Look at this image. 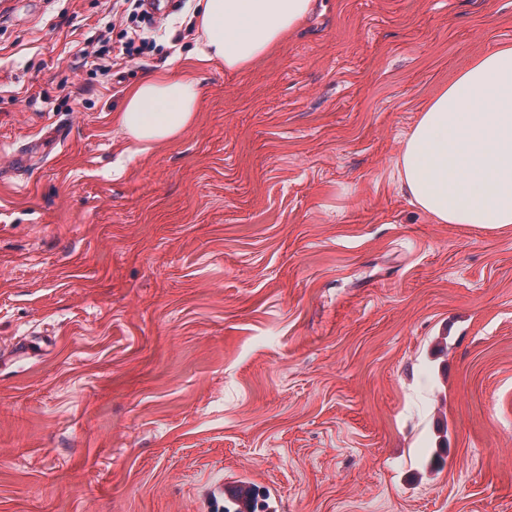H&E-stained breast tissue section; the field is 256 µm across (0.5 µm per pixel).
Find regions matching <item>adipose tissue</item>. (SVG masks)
I'll use <instances>...</instances> for the list:
<instances>
[{"label": "adipose tissue", "mask_w": 512, "mask_h": 512, "mask_svg": "<svg viewBox=\"0 0 512 512\" xmlns=\"http://www.w3.org/2000/svg\"><path fill=\"white\" fill-rule=\"evenodd\" d=\"M312 0H201L193 63L240 69L292 35ZM198 107L192 72L160 74L127 95L118 123L134 152L168 144ZM412 202L440 224L512 225V45L476 58L434 95L397 162Z\"/></svg>", "instance_id": "ef3b65f1"}]
</instances>
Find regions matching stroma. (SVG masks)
I'll list each match as a JSON object with an SVG mask.
<instances>
[{
  "label": "stroma",
  "instance_id": "stroma-1",
  "mask_svg": "<svg viewBox=\"0 0 512 512\" xmlns=\"http://www.w3.org/2000/svg\"><path fill=\"white\" fill-rule=\"evenodd\" d=\"M115 0H0V512H512V226L398 183L431 96L512 44V0H318L192 124L131 154L91 77ZM23 152L25 162L4 159ZM210 510L223 511L224 505L229 506L233 510L239 512H251L255 505L263 503L255 497L253 490L244 482L237 481L229 486L224 487L221 481L214 484L209 492ZM224 512H227L224 510Z\"/></svg>",
  "mask_w": 512,
  "mask_h": 512
}]
</instances>
